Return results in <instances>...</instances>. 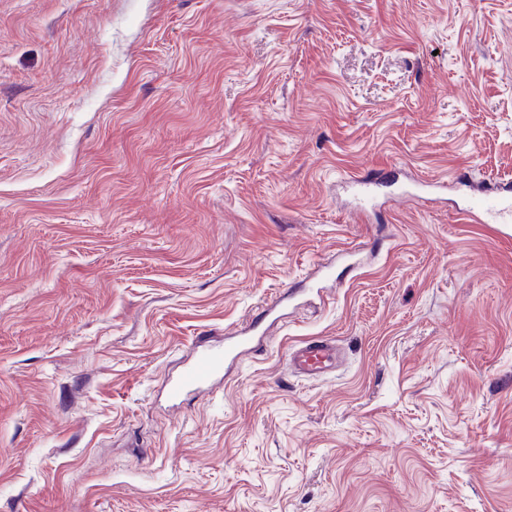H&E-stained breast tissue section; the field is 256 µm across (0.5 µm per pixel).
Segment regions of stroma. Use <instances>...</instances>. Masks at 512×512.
<instances>
[{"label": "stroma", "mask_w": 512, "mask_h": 512, "mask_svg": "<svg viewBox=\"0 0 512 512\" xmlns=\"http://www.w3.org/2000/svg\"><path fill=\"white\" fill-rule=\"evenodd\" d=\"M459 169L512 182V0H0V512H512V238L404 192ZM385 182V176L378 173L373 175L366 174L358 179L344 180V183L357 186L360 190L361 197L359 205L353 210L355 217H360L364 212L375 205L376 188ZM287 297L288 290L277 300L266 303L265 310L252 321L251 328L242 329L234 336H226L224 348L199 346L179 376L170 382L169 397L177 401L188 391L202 390L211 386L223 373L227 364L237 358L251 356L258 352L260 336H254V329L261 325L265 316L273 320L281 317ZM288 358L295 373L318 377L337 368L341 352L329 339H312L290 348Z\"/></svg>", "instance_id": "35a3bbf8"}]
</instances>
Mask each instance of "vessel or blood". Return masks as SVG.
Masks as SVG:
<instances>
[{"instance_id": "b4317fda", "label": "vessel or blood", "mask_w": 512, "mask_h": 512, "mask_svg": "<svg viewBox=\"0 0 512 512\" xmlns=\"http://www.w3.org/2000/svg\"><path fill=\"white\" fill-rule=\"evenodd\" d=\"M384 181V175L378 173L355 179L354 184L360 190V202L353 211L354 216H361L375 205L376 190ZM453 182L466 190L465 205L461 210L465 218L495 225L501 231L512 228L511 185L472 189L468 186L467 174L463 172L456 174ZM259 342L254 329L245 328L226 337L223 346L198 347L179 376L170 382L169 397L176 401L186 392L211 386L227 364L258 352ZM288 358L295 373L318 377L337 368L341 352L331 340L312 339L290 348Z\"/></svg>"}]
</instances>
